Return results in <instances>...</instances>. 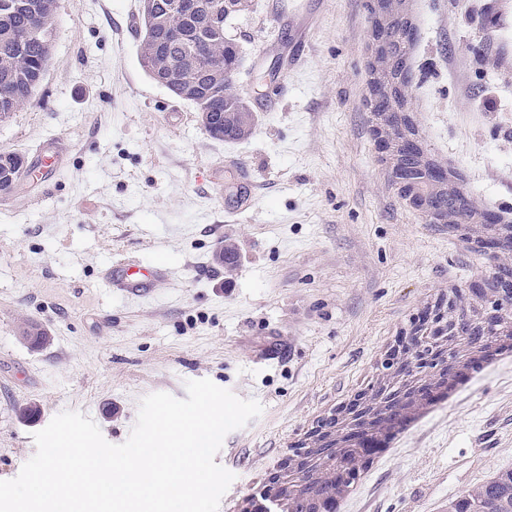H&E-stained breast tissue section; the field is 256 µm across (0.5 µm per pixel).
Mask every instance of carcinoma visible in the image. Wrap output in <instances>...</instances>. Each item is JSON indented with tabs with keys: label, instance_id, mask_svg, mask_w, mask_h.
I'll return each mask as SVG.
<instances>
[{
	"label": "carcinoma",
	"instance_id": "carcinoma-1",
	"mask_svg": "<svg viewBox=\"0 0 512 512\" xmlns=\"http://www.w3.org/2000/svg\"><path fill=\"white\" fill-rule=\"evenodd\" d=\"M180 0H141L139 61L144 72L178 98L196 105L203 128L217 140L240 141L253 131L255 117L235 94H224L222 67L238 64L234 43L224 30L205 24V13L224 5V0H198L201 9L179 7ZM57 0H0V121L33 101L51 57L56 31ZM382 30L390 44L388 61L373 72L374 83L395 84L409 73V53L414 26L402 13L385 22ZM415 131L404 122V132L392 143L394 172L412 182L435 212L448 207L467 223L468 208L448 199V191L428 182L423 168L431 164L424 152L410 151L403 141ZM31 170L11 152H0V192L7 194L22 185ZM503 492L480 487L456 497V512H496Z\"/></svg>",
	"mask_w": 512,
	"mask_h": 512
}]
</instances>
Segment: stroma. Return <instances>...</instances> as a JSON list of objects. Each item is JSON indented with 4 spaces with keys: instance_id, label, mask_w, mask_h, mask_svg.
Here are the masks:
<instances>
[{
    "instance_id": "1",
    "label": "stroma",
    "mask_w": 512,
    "mask_h": 512,
    "mask_svg": "<svg viewBox=\"0 0 512 512\" xmlns=\"http://www.w3.org/2000/svg\"><path fill=\"white\" fill-rule=\"evenodd\" d=\"M249 0L224 34L239 46L234 91L252 136L210 138L196 108L144 73L140 0H57L52 56L34 102L0 122V151L35 164L59 139L70 165L45 200L0 193V480L58 413L127 440L141 399L186 398L207 378L260 417L224 439L235 475L219 512H243L268 468L316 418L374 382V358L419 311L466 287L486 254L407 206L371 136L365 0ZM416 24L409 102L426 152L450 165L477 208L512 218V0H408ZM313 14L303 47L289 36ZM176 121H168L171 111ZM235 155L254 183L234 222ZM239 252L234 273L214 255ZM177 270L146 302L113 294L115 260ZM42 347L22 339L28 324ZM33 405L34 421L18 408ZM512 468V359L361 475L344 512H433Z\"/></svg>"
}]
</instances>
